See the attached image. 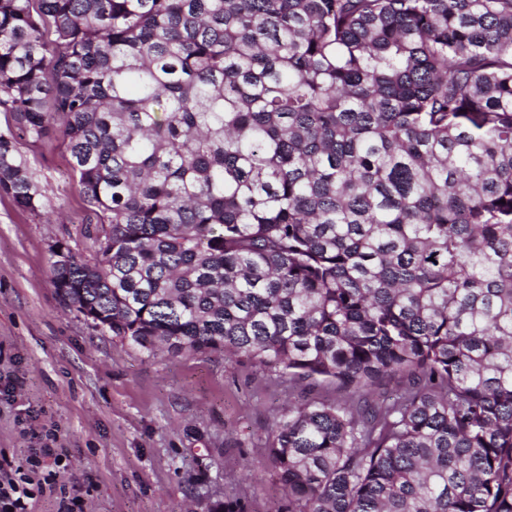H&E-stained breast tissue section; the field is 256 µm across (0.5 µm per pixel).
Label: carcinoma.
Here are the masks:
<instances>
[{
  "label": "carcinoma",
  "instance_id": "obj_1",
  "mask_svg": "<svg viewBox=\"0 0 512 512\" xmlns=\"http://www.w3.org/2000/svg\"><path fill=\"white\" fill-rule=\"evenodd\" d=\"M0 112L29 210L60 122L101 333L408 378L276 421L288 512H512V0H0Z\"/></svg>",
  "mask_w": 512,
  "mask_h": 512
}]
</instances>
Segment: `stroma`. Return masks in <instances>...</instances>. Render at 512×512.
<instances>
[{
  "label": "stroma",
  "mask_w": 512,
  "mask_h": 512,
  "mask_svg": "<svg viewBox=\"0 0 512 512\" xmlns=\"http://www.w3.org/2000/svg\"><path fill=\"white\" fill-rule=\"evenodd\" d=\"M46 210L0 196V459L61 448L59 490L31 512H286L265 448L288 409L339 399L221 352L150 356L60 302L49 249L97 256L90 212L59 133L25 146Z\"/></svg>",
  "instance_id": "obj_1"
}]
</instances>
